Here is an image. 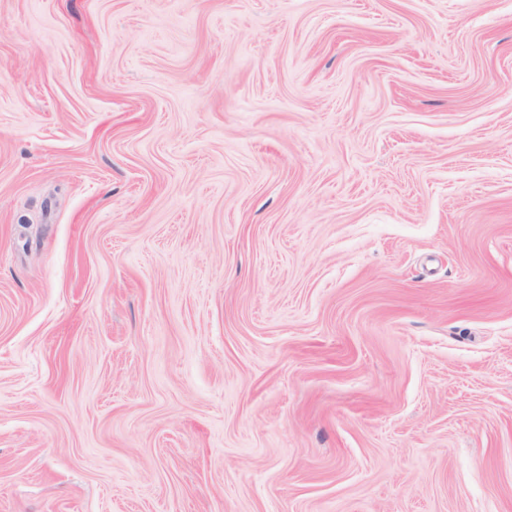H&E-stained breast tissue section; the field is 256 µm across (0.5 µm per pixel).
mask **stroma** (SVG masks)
<instances>
[{
	"label": "stroma",
	"instance_id": "obj_1",
	"mask_svg": "<svg viewBox=\"0 0 512 512\" xmlns=\"http://www.w3.org/2000/svg\"><path fill=\"white\" fill-rule=\"evenodd\" d=\"M0 512H512V0H0Z\"/></svg>",
	"mask_w": 512,
	"mask_h": 512
}]
</instances>
